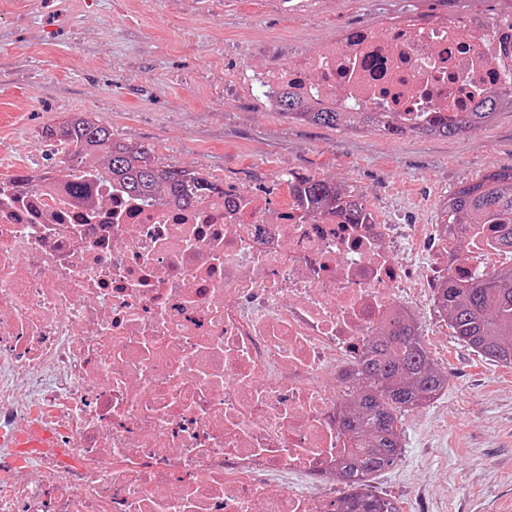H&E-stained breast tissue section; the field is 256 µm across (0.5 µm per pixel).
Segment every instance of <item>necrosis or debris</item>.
Masks as SVG:
<instances>
[{"label":"necrosis or debris","mask_w":512,"mask_h":512,"mask_svg":"<svg viewBox=\"0 0 512 512\" xmlns=\"http://www.w3.org/2000/svg\"><path fill=\"white\" fill-rule=\"evenodd\" d=\"M508 78L512 20L438 13L261 82L413 129ZM30 177L0 192V512H333L373 336L442 277L512 265L491 224H347L240 186L186 208L89 159L79 200L68 170Z\"/></svg>","instance_id":"necrosis-or-debris-1"}]
</instances>
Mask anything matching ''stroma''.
I'll return each instance as SVG.
<instances>
[{"label":"stroma","instance_id":"1","mask_svg":"<svg viewBox=\"0 0 512 512\" xmlns=\"http://www.w3.org/2000/svg\"><path fill=\"white\" fill-rule=\"evenodd\" d=\"M403 12L512 16V0H0V165L42 169L45 126L91 112L163 163L246 187L269 207L289 174L361 192L379 224H439L449 195L512 167V112L448 138L398 139L284 120L253 85L298 47ZM441 394L401 419L402 454L372 478L402 512H512V367L460 343L435 305Z\"/></svg>","mask_w":512,"mask_h":512}]
</instances>
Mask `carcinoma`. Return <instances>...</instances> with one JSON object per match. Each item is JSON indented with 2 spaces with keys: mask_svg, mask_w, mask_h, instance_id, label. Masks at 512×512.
<instances>
[{
  "mask_svg": "<svg viewBox=\"0 0 512 512\" xmlns=\"http://www.w3.org/2000/svg\"><path fill=\"white\" fill-rule=\"evenodd\" d=\"M275 111L286 118L328 127L373 130L400 138L417 135L459 136L490 122L502 111L512 112V79L491 88L463 112L438 114L413 131L396 121H382L374 112H341L333 107L317 109L288 88L276 94ZM69 147L62 164H76L83 152L95 150L106 159L104 167L139 197L160 190L186 206L207 196L224 194V187L199 172L162 165L153 145L124 143L114 139L112 127L84 116L45 130ZM288 192L313 208L333 210L346 224H370L372 215L363 194L340 188L315 177H289ZM468 224H495L499 249L512 252V168L492 170L460 186L448 199L444 234ZM433 301L444 314L458 341L487 361L512 365V266L474 277L449 276L433 289ZM447 384V377L429 358L414 323L399 320L375 337L370 355L358 366L353 409L341 417L354 448L342 477L347 493L336 512H401L393 500L368 489L369 477L392 466L401 454L399 423L404 413L432 401Z\"/></svg>",
  "mask_w": 512,
  "mask_h": 512,
  "instance_id": "1",
  "label": "carcinoma"
}]
</instances>
